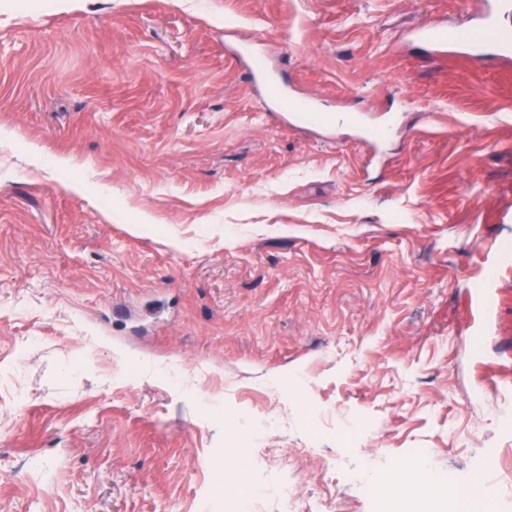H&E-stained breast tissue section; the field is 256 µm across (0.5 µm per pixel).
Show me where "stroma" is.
Segmentation results:
<instances>
[{"instance_id":"35a3bbf8","label":"stroma","mask_w":512,"mask_h":512,"mask_svg":"<svg viewBox=\"0 0 512 512\" xmlns=\"http://www.w3.org/2000/svg\"><path fill=\"white\" fill-rule=\"evenodd\" d=\"M478 8L0 0V512H224L210 462L271 411L250 480L298 494L256 512H374L366 457L420 448L512 512V60L409 39ZM256 55L402 124L321 147Z\"/></svg>"}]
</instances>
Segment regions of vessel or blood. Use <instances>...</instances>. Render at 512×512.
I'll return each instance as SVG.
<instances>
[{
    "instance_id": "vessel-or-blood-1",
    "label": "vessel or blood",
    "mask_w": 512,
    "mask_h": 512,
    "mask_svg": "<svg viewBox=\"0 0 512 512\" xmlns=\"http://www.w3.org/2000/svg\"><path fill=\"white\" fill-rule=\"evenodd\" d=\"M511 11L512 0H482L476 29L433 21L415 29L412 36L436 53L466 43L474 51L485 45L494 46L499 55L507 58L512 56V37L500 30L497 20L501 14ZM250 76L252 80L261 82L263 93L274 111L289 123L306 125L327 133L347 123L357 130L362 143L372 146L379 145L389 130L388 125L373 124L363 115L319 111L309 99L295 94L284 76L271 75L265 63H256L250 70Z\"/></svg>"
}]
</instances>
